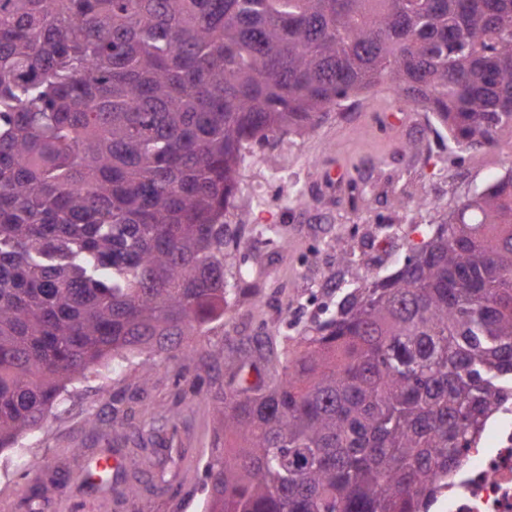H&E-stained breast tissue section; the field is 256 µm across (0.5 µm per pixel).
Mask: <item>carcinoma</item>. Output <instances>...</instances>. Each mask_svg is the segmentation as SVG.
Instances as JSON below:
<instances>
[{"instance_id": "obj_1", "label": "carcinoma", "mask_w": 512, "mask_h": 512, "mask_svg": "<svg viewBox=\"0 0 512 512\" xmlns=\"http://www.w3.org/2000/svg\"><path fill=\"white\" fill-rule=\"evenodd\" d=\"M383 85L494 147L512 0H0V450L101 366L192 360L256 294L224 273L250 143ZM409 232L389 273L336 240L335 311L202 397L203 512H429L512 398V172Z\"/></svg>"}]
</instances>
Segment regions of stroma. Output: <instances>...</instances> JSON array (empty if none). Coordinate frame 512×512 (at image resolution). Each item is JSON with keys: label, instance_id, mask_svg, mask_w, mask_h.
Segmentation results:
<instances>
[{"label": "stroma", "instance_id": "obj_1", "mask_svg": "<svg viewBox=\"0 0 512 512\" xmlns=\"http://www.w3.org/2000/svg\"><path fill=\"white\" fill-rule=\"evenodd\" d=\"M250 152L252 163L239 175L236 202L224 213L225 223L239 230L228 247L233 260L227 272L246 271L261 290L263 304L256 311L252 296H235L223 321L191 337L192 364L161 355L148 360L152 377L142 413L158 415L178 405L194 408L179 432L160 429L164 443L174 437L186 448L210 447L211 418L206 407L196 405V397L223 390L228 358L255 356L257 347L294 335L295 323L318 314L337 268L336 239L365 258L383 259L386 266L403 262L407 240L380 237L379 225L441 223L475 188L512 167V134H501L490 150L452 149L425 112L384 92L351 98L313 131L253 143ZM333 167L348 169L353 182L371 177L373 191L349 198L346 188L323 180V172ZM291 186L301 192L302 202L286 201ZM401 197L409 209L398 206ZM267 224L279 226L288 249L266 242L262 229ZM241 320L250 324V334L239 333ZM144 361L136 357L117 371L105 366L74 383L38 428L17 447L0 452L6 512H28L34 492L40 495L41 512H57L62 499L70 512H89L99 492L80 483L77 473L103 449L126 450L131 430L113 412L134 392ZM149 481L167 482L168 488L123 499L119 512H201L206 495L202 461L157 469Z\"/></svg>", "mask_w": 512, "mask_h": 512}]
</instances>
